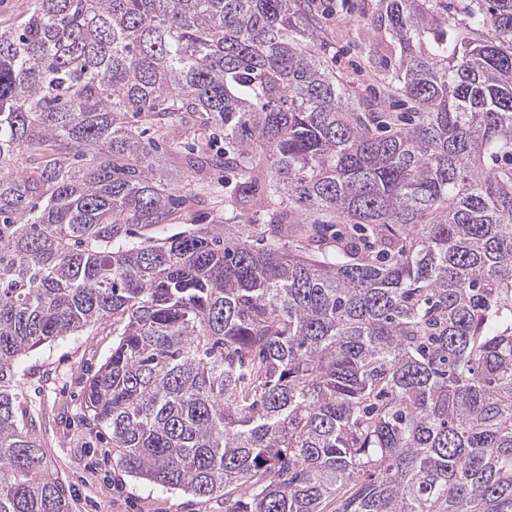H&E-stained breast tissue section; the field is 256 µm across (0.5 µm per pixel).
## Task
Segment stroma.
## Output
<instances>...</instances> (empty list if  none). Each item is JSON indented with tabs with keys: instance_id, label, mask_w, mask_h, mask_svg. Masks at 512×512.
Here are the masks:
<instances>
[{
	"instance_id": "stroma-1",
	"label": "stroma",
	"mask_w": 512,
	"mask_h": 512,
	"mask_svg": "<svg viewBox=\"0 0 512 512\" xmlns=\"http://www.w3.org/2000/svg\"><path fill=\"white\" fill-rule=\"evenodd\" d=\"M320 37L327 56L356 93H375L372 67L392 59L389 37L365 40L384 0H316ZM231 174L212 170L197 182L198 195L173 205L161 229L169 236L224 221V184ZM116 342L111 321L45 344L24 357L19 380L24 405L38 424V436L58 476L69 486L74 512H223V501L201 505L180 492L163 489L113 469L110 434L76 419L87 380L105 362Z\"/></svg>"
}]
</instances>
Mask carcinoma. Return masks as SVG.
Segmentation results:
<instances>
[{
  "mask_svg": "<svg viewBox=\"0 0 512 512\" xmlns=\"http://www.w3.org/2000/svg\"><path fill=\"white\" fill-rule=\"evenodd\" d=\"M387 0L383 97L314 0H34L0 26V512H73L19 361L112 317L83 419L224 512H512V0ZM402 98L407 112L385 108ZM231 216L140 243L183 177ZM258 227L256 238L248 228ZM196 145H203L212 150H223V134L213 133L209 126L201 125L195 121V118L188 117L186 123H183L181 137L170 140L167 146V156L183 155L185 150Z\"/></svg>",
  "mask_w": 512,
  "mask_h": 512,
  "instance_id": "cac0c4a2",
  "label": "carcinoma"
}]
</instances>
